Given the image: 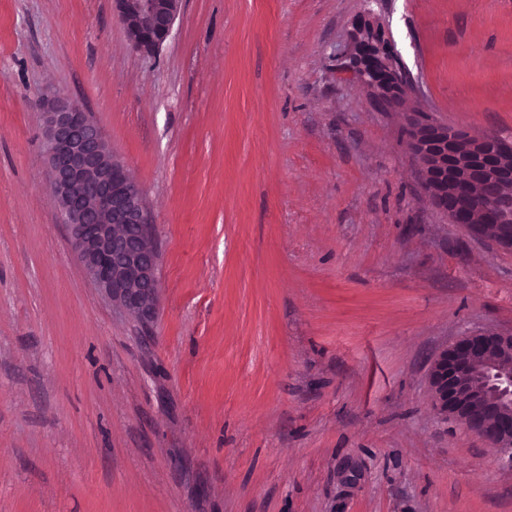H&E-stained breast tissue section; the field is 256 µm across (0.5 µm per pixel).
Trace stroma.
I'll return each instance as SVG.
<instances>
[{"label": "stroma", "mask_w": 512, "mask_h": 512, "mask_svg": "<svg viewBox=\"0 0 512 512\" xmlns=\"http://www.w3.org/2000/svg\"><path fill=\"white\" fill-rule=\"evenodd\" d=\"M364 0H181L137 52L114 0H0V512H512L430 404L433 354L512 332V252L432 208L407 118L343 80ZM438 121L512 138V0H380ZM141 185L150 325L54 211L38 95Z\"/></svg>", "instance_id": "obj_1"}]
</instances>
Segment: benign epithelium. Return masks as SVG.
<instances>
[{
	"mask_svg": "<svg viewBox=\"0 0 512 512\" xmlns=\"http://www.w3.org/2000/svg\"><path fill=\"white\" fill-rule=\"evenodd\" d=\"M133 48L157 51L170 36L180 0H115ZM398 56L370 7L353 26L342 74L361 84L370 103L408 117V149L432 207L468 234L512 251V141L476 134L422 109L395 67ZM47 176L56 216L99 292L144 325L159 312V253L141 186L133 180L99 126L76 101L55 95L39 102ZM431 406L492 444L498 463L512 468V334L474 332L433 357Z\"/></svg>",
	"mask_w": 512,
	"mask_h": 512,
	"instance_id": "obj_1",
	"label": "benign epithelium"
}]
</instances>
